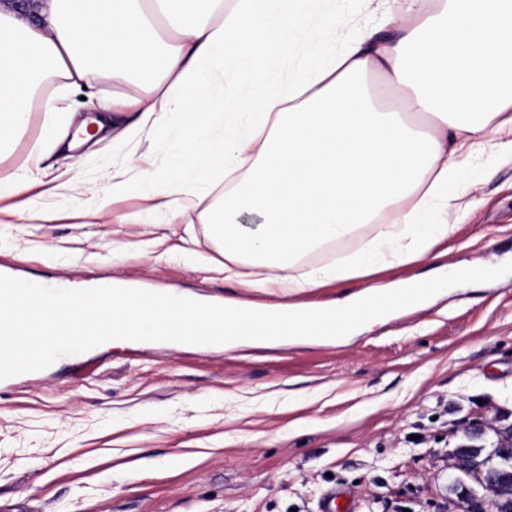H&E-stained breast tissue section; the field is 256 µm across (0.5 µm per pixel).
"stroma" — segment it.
Instances as JSON below:
<instances>
[{
    "mask_svg": "<svg viewBox=\"0 0 512 512\" xmlns=\"http://www.w3.org/2000/svg\"><path fill=\"white\" fill-rule=\"evenodd\" d=\"M163 168L165 140L104 141L28 176L48 223L0 222V280L164 290L189 300L276 304L225 282L197 213L183 224L84 223V182L125 154ZM476 199L448 251L298 295L323 307L345 294L446 265L489 267L420 306L337 340L224 347L171 340L83 346L0 382V512H317L332 487L356 512H454L448 459L467 421L485 442L512 426V163L463 169Z\"/></svg>",
    "mask_w": 512,
    "mask_h": 512,
    "instance_id": "obj_1",
    "label": "stroma"
}]
</instances>
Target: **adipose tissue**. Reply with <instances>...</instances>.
I'll list each match as a JSON object with an SVG mask.
<instances>
[{"mask_svg":"<svg viewBox=\"0 0 512 512\" xmlns=\"http://www.w3.org/2000/svg\"><path fill=\"white\" fill-rule=\"evenodd\" d=\"M318 0H40L34 17L0 0V159L23 136L32 106L43 116L41 156L75 147L74 113L44 90L47 80L92 88L126 82L136 119L113 132L109 113L95 135L116 144L152 141L180 118L183 134L162 171L127 158L92 213L105 224H135L155 212L179 221L197 210L224 258L225 280L277 291L281 303L234 299L190 302L167 311L140 293L112 294V324L97 332L94 313L73 310L74 296L0 282V315L17 336L66 337L69 347L113 346L130 336L186 338L220 324L225 339L264 335L285 315L293 337L349 336L382 321L405 288L432 294L428 279L372 284L337 301L335 318L296 304L295 296L353 276L428 256L465 217L453 185L474 157L512 158V0H364L353 36ZM295 59L276 89L261 90L283 58ZM381 73L408 98L379 105L364 79ZM231 93L214 96V88ZM426 117L427 129L408 120ZM148 188L135 213H113L108 200ZM373 233L348 261L303 268L302 257Z\"/></svg>","mask_w":512,"mask_h":512,"instance_id":"obj_1","label":"adipose tissue"}]
</instances>
